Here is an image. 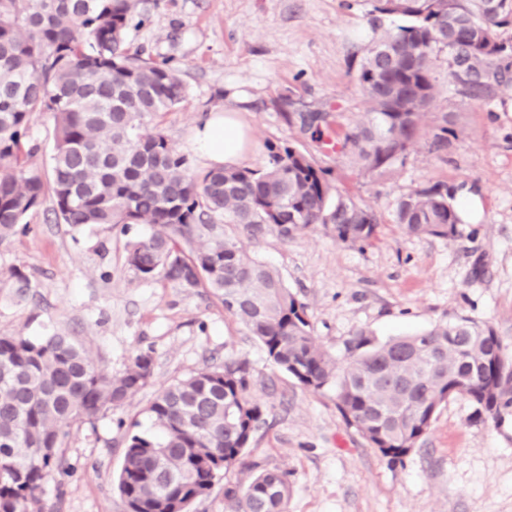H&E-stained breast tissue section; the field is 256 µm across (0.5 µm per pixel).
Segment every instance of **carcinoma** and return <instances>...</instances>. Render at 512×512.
Wrapping results in <instances>:
<instances>
[{
  "label": "carcinoma",
  "mask_w": 512,
  "mask_h": 512,
  "mask_svg": "<svg viewBox=\"0 0 512 512\" xmlns=\"http://www.w3.org/2000/svg\"><path fill=\"white\" fill-rule=\"evenodd\" d=\"M142 0H0V243L52 200L57 221L145 224L128 243L136 277L206 288L254 336L268 357L314 391L336 386V408L389 462L402 460L438 408L464 397L473 418L512 407L495 329L469 319L378 343L360 332L340 364L315 340L306 304L272 267L243 251L228 227L256 238L321 224L350 245L373 239L376 213L342 193L308 151L269 148L264 169L196 171L162 121L188 97L180 68L132 47ZM376 38L357 69L367 122L336 136L334 151L384 173L419 138L435 96L431 54L450 53L449 77L481 98L512 85V0H369ZM402 24L387 28L384 19ZM53 118L49 177L27 164L31 128ZM300 130L327 147V113L300 112ZM448 187L403 198L395 222L415 237H453L462 223ZM153 375L138 353L119 375L97 366L83 345L53 334L0 336V512H46L44 485L61 467L77 421L123 406ZM249 363L207 366L162 388L147 412L157 435L129 433L117 488L132 512H169L206 495L265 422L249 399ZM234 512H288L290 484L264 471L227 487Z\"/></svg>",
  "instance_id": "obj_1"
}]
</instances>
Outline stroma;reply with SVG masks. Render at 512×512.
I'll list each match as a JSON object with an SVG mask.
<instances>
[{"instance_id":"obj_1","label":"stroma","mask_w":512,"mask_h":512,"mask_svg":"<svg viewBox=\"0 0 512 512\" xmlns=\"http://www.w3.org/2000/svg\"><path fill=\"white\" fill-rule=\"evenodd\" d=\"M134 44L178 66L187 100L164 126L194 168L210 162L194 144L202 116L231 111L250 146L242 164L264 168L269 145L313 152L354 198L380 217L376 239L359 247L317 226L234 241L280 271L305 303L316 341L342 359L348 341H376L467 317L491 325L512 363V86L472 98L448 76L447 51L432 54L436 94L426 126L404 158L368 173L334 151L317 150L288 114L325 111L345 132L365 118L356 71L371 37L364 0H143ZM450 125L447 147L432 144ZM434 183L454 188L462 222L452 238L411 237L394 221L399 201ZM0 244V335L64 333L96 364L122 373L139 352L154 360L150 383L119 409L76 423L66 441L70 470L44 488L55 512H125L116 489L128 432H150L148 401L208 365L241 358L249 397L266 413L239 461L198 498L192 512H233L228 486L284 471L288 512H512V408L477 422L462 397L438 409L428 433L393 464L347 427L336 391H313L276 366L261 344L207 289L141 280L126 248L144 228L81 230L55 222L49 205ZM29 279L18 292L13 271Z\"/></svg>"}]
</instances>
